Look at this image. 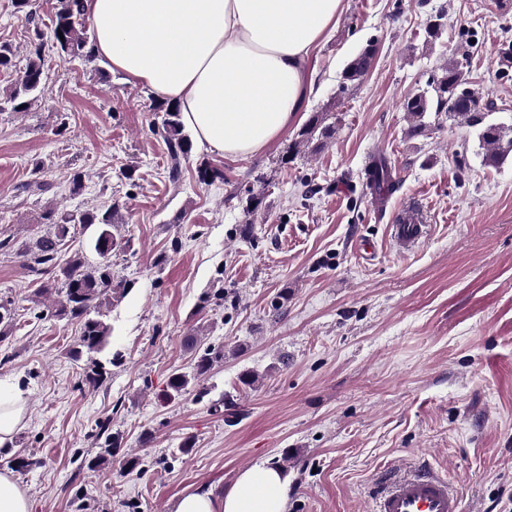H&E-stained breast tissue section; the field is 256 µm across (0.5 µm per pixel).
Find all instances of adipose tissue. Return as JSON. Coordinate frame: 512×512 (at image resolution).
<instances>
[{"label": "adipose tissue", "mask_w": 512, "mask_h": 512, "mask_svg": "<svg viewBox=\"0 0 512 512\" xmlns=\"http://www.w3.org/2000/svg\"><path fill=\"white\" fill-rule=\"evenodd\" d=\"M92 53L175 103L198 147L252 154L282 137L312 92L316 46L342 0H83ZM282 471L258 463L223 494L200 488L172 512H288Z\"/></svg>", "instance_id": "obj_1"}]
</instances>
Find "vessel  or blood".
Here are the masks:
<instances>
[{
  "mask_svg": "<svg viewBox=\"0 0 512 512\" xmlns=\"http://www.w3.org/2000/svg\"><path fill=\"white\" fill-rule=\"evenodd\" d=\"M394 240L411 250L423 235V210L418 201L401 204L394 213ZM374 512H462L461 501L447 481L422 470L393 475L379 488Z\"/></svg>",
  "mask_w": 512,
  "mask_h": 512,
  "instance_id": "b4317fda",
  "label": "vessel or blood"
}]
</instances>
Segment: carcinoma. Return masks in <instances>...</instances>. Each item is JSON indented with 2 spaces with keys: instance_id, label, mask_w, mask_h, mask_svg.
I'll return each mask as SVG.
<instances>
[{
  "instance_id": "1",
  "label": "carcinoma",
  "mask_w": 512,
  "mask_h": 512,
  "mask_svg": "<svg viewBox=\"0 0 512 512\" xmlns=\"http://www.w3.org/2000/svg\"><path fill=\"white\" fill-rule=\"evenodd\" d=\"M51 29L56 46L65 57H92L88 49L89 37L84 23L81 0H56ZM31 57L26 67L17 73L14 85L6 96L13 104L29 108L41 93L44 79V61L41 57V32L35 31L31 42ZM376 51V43L366 45L343 69L337 88V96L346 94L352 84L366 75ZM498 77L505 78L512 71V43L497 51ZM163 119L159 134L163 138L170 158L169 179L176 183L181 175V159L192 150V141L185 131L178 107L170 102L159 105ZM403 111L416 121L415 129L426 127V114H434V119H452L475 130L479 146L485 150L483 161L499 165L512 155V122H506L494 112V103H480L479 96L469 87L464 64L458 58L448 59L441 67V73L429 76L424 87L409 94L402 103ZM329 113L318 112L298 132L294 148L313 142L322 146L336 135V123L328 122ZM366 187L379 199L391 196L398 185L392 167L383 157H373L363 170ZM123 204L119 199L105 211L94 209L58 211L51 208L44 212L42 220L49 230L35 243L23 249L20 256L36 276L53 275V281L60 285L62 299L54 314L62 319L80 322V336L72 350L75 358L82 354L102 352L110 342L111 324L106 322L107 313L112 309V301L127 295L133 284L125 279H117L112 273V255L131 250V243L116 233L114 216ZM92 230L90 250L99 256L100 261L92 262L85 252L75 253L64 263L58 261L60 247L76 227ZM17 309L10 299L0 298V338L12 334ZM224 358V351L211 345L197 352L193 372H173L168 381L169 388L181 393L195 386L212 366ZM105 380L103 366L89 359L86 382L97 386Z\"/></svg>"
}]
</instances>
